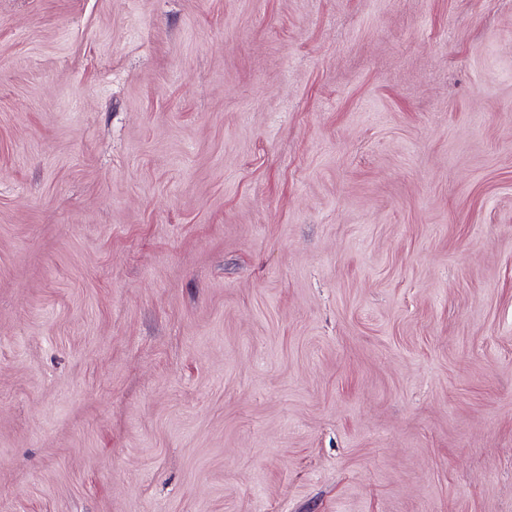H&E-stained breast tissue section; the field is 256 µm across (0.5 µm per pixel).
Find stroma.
<instances>
[{"instance_id": "stroma-1", "label": "stroma", "mask_w": 512, "mask_h": 512, "mask_svg": "<svg viewBox=\"0 0 512 512\" xmlns=\"http://www.w3.org/2000/svg\"><path fill=\"white\" fill-rule=\"evenodd\" d=\"M0 512H512V0H0Z\"/></svg>"}]
</instances>
